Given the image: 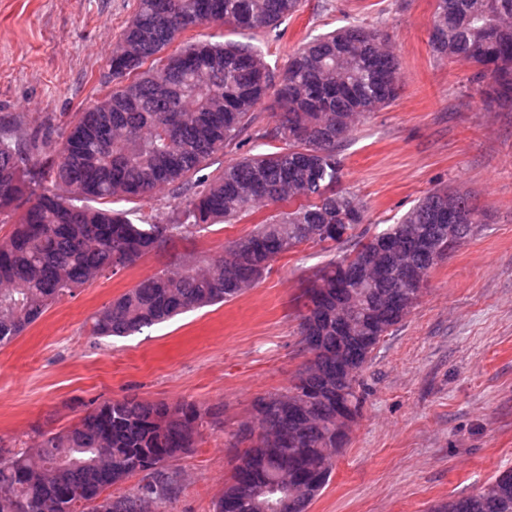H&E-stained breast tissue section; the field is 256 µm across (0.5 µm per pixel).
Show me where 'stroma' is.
<instances>
[{"label": "stroma", "mask_w": 512, "mask_h": 512, "mask_svg": "<svg viewBox=\"0 0 512 512\" xmlns=\"http://www.w3.org/2000/svg\"><path fill=\"white\" fill-rule=\"evenodd\" d=\"M434 0H301L277 33L258 32L270 65L350 22L378 28L402 88L341 148L344 185L368 227L437 187L487 215L432 268L416 306L360 374L363 401L326 487L307 512H429L512 469V103L489 100L474 68L433 55ZM137 0H0V122H65L112 86L106 65ZM251 223L216 224L96 278L0 348V445L73 427L97 404L135 397L221 411L174 466L166 512H213L241 454L230 435L255 399L290 388L308 355L302 293L329 252L304 245L234 300L126 336L98 339L92 317L141 279L189 254L220 251Z\"/></svg>", "instance_id": "stroma-1"}]
</instances>
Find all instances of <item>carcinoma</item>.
Segmentation results:
<instances>
[{"label":"carcinoma","instance_id":"obj_1","mask_svg":"<svg viewBox=\"0 0 512 512\" xmlns=\"http://www.w3.org/2000/svg\"><path fill=\"white\" fill-rule=\"evenodd\" d=\"M300 0H138L109 71L113 87L57 132L15 115L0 126V347L55 303L107 271L135 265L157 248L213 224L252 221L251 231L210 256L188 255L149 275L93 317L92 334L130 336L191 309L229 302L255 287L280 255L302 245H345L305 291L302 343L311 358L286 392L254 404L255 431L214 503V512H306L332 475L336 390L359 412V376L379 343L407 313L404 278L426 257L415 245L428 233L448 244V203L473 213L462 237L483 223L468 193L435 189L381 230L364 226L358 196L342 186L340 148L356 125L393 103L400 63L385 37L359 24L301 43L277 72L249 41H187L189 29L222 24L252 36L275 29ZM428 42L450 62L473 64L489 95L512 101V0H435ZM277 123L255 129L269 97ZM254 141L252 152L215 170V155ZM157 196L151 215L134 221L109 204ZM27 200L22 212L19 201ZM176 203H171V200ZM96 202L93 207L89 202ZM390 241L396 253L378 249ZM384 270L369 281L368 271ZM358 311L348 330L336 316V285ZM348 341L350 370L336 377V342ZM218 411L194 402L136 398L98 404L68 431H39L32 448H0V512H112L156 508L181 488L168 466L197 447L199 427ZM316 471L319 480L284 504L281 475ZM140 474L128 492L108 490ZM433 512H512V470L475 494Z\"/></svg>","mask_w":512,"mask_h":512}]
</instances>
